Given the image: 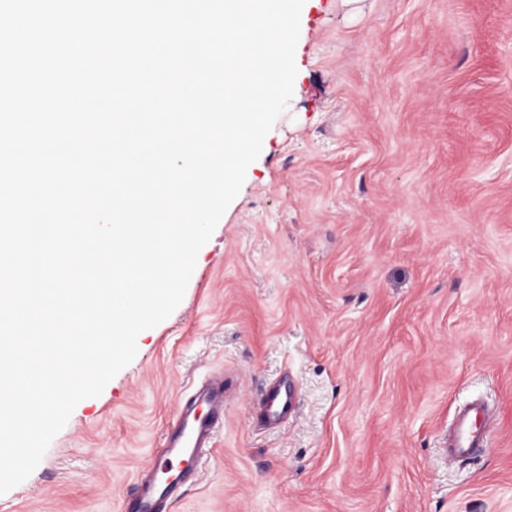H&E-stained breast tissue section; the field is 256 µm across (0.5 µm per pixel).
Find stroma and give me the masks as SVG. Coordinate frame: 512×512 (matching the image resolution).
<instances>
[{
    "mask_svg": "<svg viewBox=\"0 0 512 512\" xmlns=\"http://www.w3.org/2000/svg\"><path fill=\"white\" fill-rule=\"evenodd\" d=\"M295 64L182 301L0 512H121L219 370L169 512H512V0H305ZM282 378L297 409L258 427ZM476 399L492 445L446 463Z\"/></svg>",
    "mask_w": 512,
    "mask_h": 512,
    "instance_id": "obj_1",
    "label": "stroma"
}]
</instances>
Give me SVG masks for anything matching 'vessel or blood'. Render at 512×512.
Listing matches in <instances>:
<instances>
[{
  "label": "vessel or blood",
  "instance_id": "vessel-or-blood-1",
  "mask_svg": "<svg viewBox=\"0 0 512 512\" xmlns=\"http://www.w3.org/2000/svg\"><path fill=\"white\" fill-rule=\"evenodd\" d=\"M296 401L284 382L269 387L262 399L260 420L267 425L284 421ZM224 421V379H210L188 400L166 433L168 456L156 459L151 472L127 497L122 512H166L179 486L196 475L200 454L210 448ZM493 417L482 404L474 403L454 413L443 441L448 462L468 461L484 452L492 436Z\"/></svg>",
  "mask_w": 512,
  "mask_h": 512
}]
</instances>
